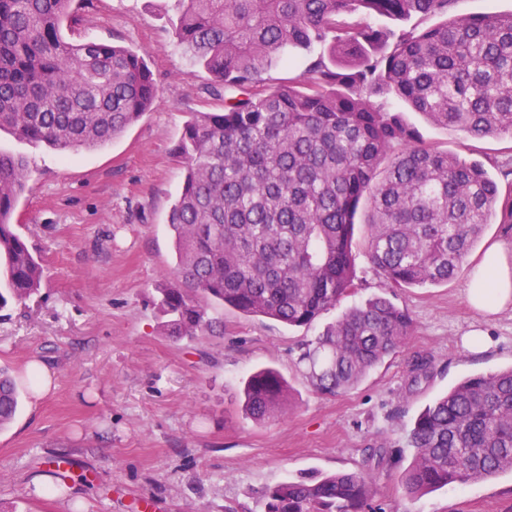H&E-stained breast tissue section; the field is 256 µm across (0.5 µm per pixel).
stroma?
Here are the masks:
<instances>
[{"mask_svg":"<svg viewBox=\"0 0 512 512\" xmlns=\"http://www.w3.org/2000/svg\"><path fill=\"white\" fill-rule=\"evenodd\" d=\"M79 15L82 39L146 52L158 93L121 137L67 158L0 131V150L29 161L15 224L44 260L38 294L0 319V368L21 378L41 359L57 372L39 405L22 391L0 431V507L138 512L147 496L153 512H265V492L282 481L365 471L377 482L369 512H512L511 473L409 498L402 467L377 456L383 448L411 461L406 437L420 411L463 378L512 365V313L485 319L466 299L487 245L512 251V223L488 225L453 280L389 293L412 316L408 345L335 396L313 390L299 357L337 311L290 327L228 308L223 335L167 336L154 297L176 267L167 216L184 170L173 148L190 113L220 111L222 102L206 94L209 74L174 41L173 0H93ZM406 118L425 143L482 162L500 188L512 185V138L471 139L415 112ZM474 328L488 349H464ZM417 354L432 361L420 377ZM261 368L288 382L290 404L258 424L241 392ZM52 457L64 472L37 490Z\"/></svg>","mask_w":512,"mask_h":512,"instance_id":"stroma-1","label":"stroma"}]
</instances>
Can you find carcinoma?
Here are the masks:
<instances>
[{
	"instance_id": "obj_1",
	"label": "carcinoma",
	"mask_w": 512,
	"mask_h": 512,
	"mask_svg": "<svg viewBox=\"0 0 512 512\" xmlns=\"http://www.w3.org/2000/svg\"><path fill=\"white\" fill-rule=\"evenodd\" d=\"M175 42L211 74L220 112H193L174 153L185 163L171 208L177 266L156 285L166 335L224 331L231 307L290 327L312 324L356 290L355 225L391 289L456 277L487 225L512 222L484 165L426 144L396 98L468 137H512V13L456 14L458 0H177ZM75 0H0V130L60 152L102 147L147 112L158 86L145 55L72 40ZM440 17L424 30L373 25ZM320 45L270 84L288 50ZM30 176L0 151V312L39 292L41 259L3 215ZM412 335L407 309L373 295L344 309L300 361L323 395L347 391ZM244 410L277 416L288 386L253 373ZM19 387L0 368V428ZM403 486L414 498L512 473V367L466 377L407 433ZM375 492L357 471L288 479L266 512H362Z\"/></svg>"
}]
</instances>
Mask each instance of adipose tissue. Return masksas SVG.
<instances>
[{
	"mask_svg": "<svg viewBox=\"0 0 512 512\" xmlns=\"http://www.w3.org/2000/svg\"><path fill=\"white\" fill-rule=\"evenodd\" d=\"M466 296L483 316L512 312V254L499 244H490L472 273Z\"/></svg>",
	"mask_w": 512,
	"mask_h": 512,
	"instance_id": "obj_1",
	"label": "adipose tissue"
}]
</instances>
